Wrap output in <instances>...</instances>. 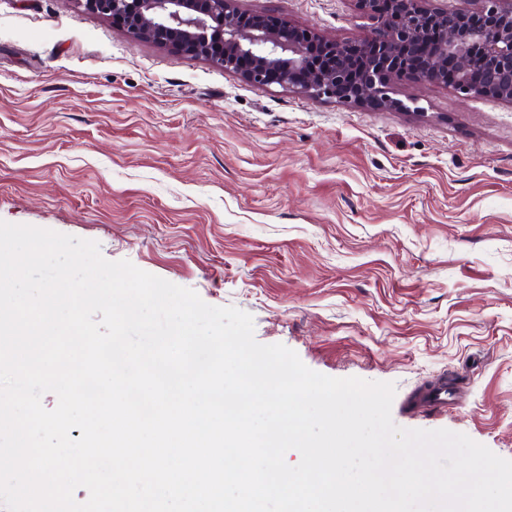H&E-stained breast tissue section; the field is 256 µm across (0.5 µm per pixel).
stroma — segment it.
I'll return each instance as SVG.
<instances>
[{
	"label": "stroma",
	"instance_id": "35a3bbf8",
	"mask_svg": "<svg viewBox=\"0 0 512 512\" xmlns=\"http://www.w3.org/2000/svg\"><path fill=\"white\" fill-rule=\"evenodd\" d=\"M351 41L355 0H239ZM414 108L259 86L76 0H0V220L99 243L310 369L395 386L394 423L512 460V103L397 80ZM441 375L442 414L404 411Z\"/></svg>",
	"mask_w": 512,
	"mask_h": 512
}]
</instances>
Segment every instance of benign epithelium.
Here are the masks:
<instances>
[{"mask_svg":"<svg viewBox=\"0 0 512 512\" xmlns=\"http://www.w3.org/2000/svg\"><path fill=\"white\" fill-rule=\"evenodd\" d=\"M130 38L224 67L243 80L277 85L311 100L334 99L368 110L410 106L390 95L394 76L448 83L465 96L512 103V0H478L471 12L433 7L431 0H356L375 20L373 35L350 42L271 15L242 11L239 0H76ZM435 55L409 67L426 38ZM484 64L473 75L474 57Z\"/></svg>","mask_w":512,"mask_h":512,"instance_id":"1","label":"benign epithelium"}]
</instances>
